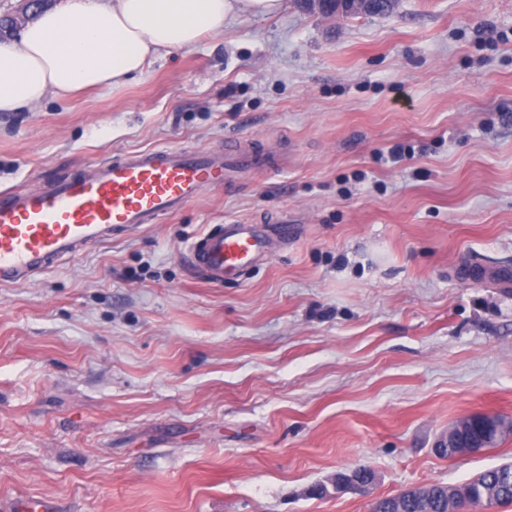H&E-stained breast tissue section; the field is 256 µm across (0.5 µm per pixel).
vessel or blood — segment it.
<instances>
[{"label": "vessel or blood", "mask_w": 512, "mask_h": 512, "mask_svg": "<svg viewBox=\"0 0 512 512\" xmlns=\"http://www.w3.org/2000/svg\"><path fill=\"white\" fill-rule=\"evenodd\" d=\"M264 157L172 149L130 153L92 176L70 175L49 186L0 192V285H9L72 258L84 246L156 223L204 189L232 184L240 169ZM194 265L213 283L239 277L267 258L265 236L227 224L191 248Z\"/></svg>", "instance_id": "vessel-or-blood-1"}]
</instances>
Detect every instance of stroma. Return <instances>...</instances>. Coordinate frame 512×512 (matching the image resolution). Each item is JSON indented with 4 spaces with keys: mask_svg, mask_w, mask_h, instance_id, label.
<instances>
[{
    "mask_svg": "<svg viewBox=\"0 0 512 512\" xmlns=\"http://www.w3.org/2000/svg\"><path fill=\"white\" fill-rule=\"evenodd\" d=\"M279 166L0 286V506L371 512L512 462L435 451L512 420V0L343 18L285 0L141 80L0 114V192L152 148ZM288 240L214 284L227 223ZM359 466L373 495L329 488Z\"/></svg>",
    "mask_w": 512,
    "mask_h": 512,
    "instance_id": "1",
    "label": "stroma"
}]
</instances>
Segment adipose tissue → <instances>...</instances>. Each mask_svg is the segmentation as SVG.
I'll use <instances>...</instances> for the list:
<instances>
[{
	"instance_id": "adipose-tissue-1",
	"label": "adipose tissue",
	"mask_w": 512,
	"mask_h": 512,
	"mask_svg": "<svg viewBox=\"0 0 512 512\" xmlns=\"http://www.w3.org/2000/svg\"><path fill=\"white\" fill-rule=\"evenodd\" d=\"M283 7L284 0H67L0 40V112L30 109L49 96L121 90L151 59L179 55L232 21Z\"/></svg>"
}]
</instances>
